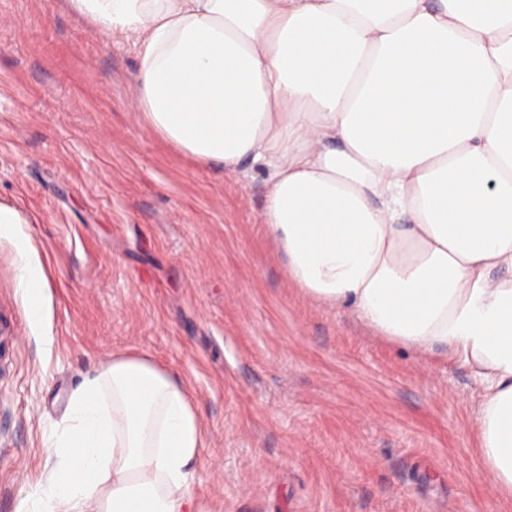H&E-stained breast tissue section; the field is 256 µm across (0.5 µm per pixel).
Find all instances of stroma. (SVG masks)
Returning a JSON list of instances; mask_svg holds the SVG:
<instances>
[{
    "instance_id": "1",
    "label": "stroma",
    "mask_w": 512,
    "mask_h": 512,
    "mask_svg": "<svg viewBox=\"0 0 512 512\" xmlns=\"http://www.w3.org/2000/svg\"><path fill=\"white\" fill-rule=\"evenodd\" d=\"M139 48L67 0H0V204L45 273L30 321L0 240V512H48L66 398L116 356L179 379L199 512H512L479 388L436 349L305 297L261 222L265 173L173 150L136 110Z\"/></svg>"
}]
</instances>
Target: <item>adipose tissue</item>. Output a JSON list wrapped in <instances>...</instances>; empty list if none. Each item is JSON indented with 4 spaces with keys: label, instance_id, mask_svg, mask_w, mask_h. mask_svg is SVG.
Wrapping results in <instances>:
<instances>
[{
    "label": "adipose tissue",
    "instance_id": "obj_1",
    "mask_svg": "<svg viewBox=\"0 0 512 512\" xmlns=\"http://www.w3.org/2000/svg\"><path fill=\"white\" fill-rule=\"evenodd\" d=\"M135 38L144 122L202 165L266 172L263 222L310 299L482 388L480 451L512 496V0H68ZM15 209L33 322L46 280ZM51 512H191L203 429L184 385L116 357L67 400Z\"/></svg>",
    "mask_w": 512,
    "mask_h": 512
}]
</instances>
